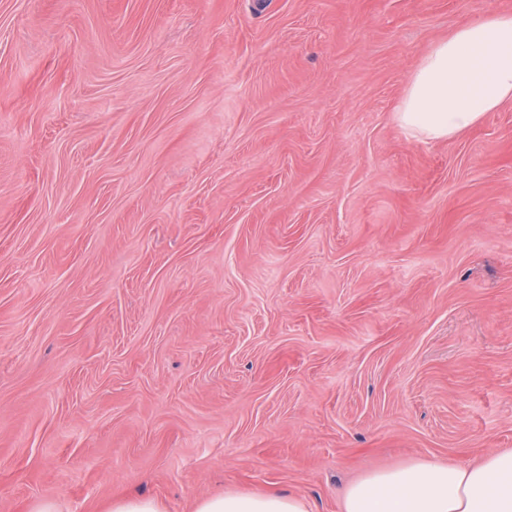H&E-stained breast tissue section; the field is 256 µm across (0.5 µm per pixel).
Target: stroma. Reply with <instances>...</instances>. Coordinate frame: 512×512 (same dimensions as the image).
Segmentation results:
<instances>
[{"mask_svg": "<svg viewBox=\"0 0 512 512\" xmlns=\"http://www.w3.org/2000/svg\"><path fill=\"white\" fill-rule=\"evenodd\" d=\"M512 0H0V512L512 448V102L393 110Z\"/></svg>", "mask_w": 512, "mask_h": 512, "instance_id": "stroma-1", "label": "stroma"}]
</instances>
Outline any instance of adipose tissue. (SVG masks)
Wrapping results in <instances>:
<instances>
[{
    "instance_id": "adipose-tissue-1",
    "label": "adipose tissue",
    "mask_w": 512,
    "mask_h": 512,
    "mask_svg": "<svg viewBox=\"0 0 512 512\" xmlns=\"http://www.w3.org/2000/svg\"><path fill=\"white\" fill-rule=\"evenodd\" d=\"M512 101V14L460 26L419 61L394 108L401 128L447 140ZM194 512H309L280 494H219ZM341 512H512V450L476 463L415 461L370 471L351 482Z\"/></svg>"
}]
</instances>
